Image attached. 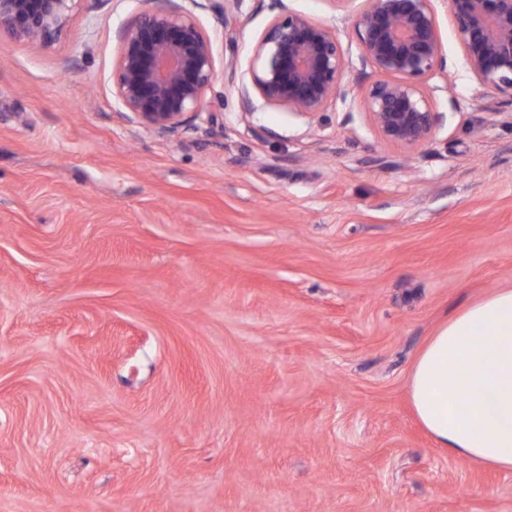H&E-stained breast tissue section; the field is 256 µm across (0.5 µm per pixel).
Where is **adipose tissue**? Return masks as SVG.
Masks as SVG:
<instances>
[{
    "label": "adipose tissue",
    "mask_w": 512,
    "mask_h": 512,
    "mask_svg": "<svg viewBox=\"0 0 512 512\" xmlns=\"http://www.w3.org/2000/svg\"><path fill=\"white\" fill-rule=\"evenodd\" d=\"M415 415L448 455L512 471V289L451 316L409 376Z\"/></svg>",
    "instance_id": "adipose-tissue-1"
}]
</instances>
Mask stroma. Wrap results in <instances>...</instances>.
Returning a JSON list of instances; mask_svg holds the SVG:
<instances>
[{
    "mask_svg": "<svg viewBox=\"0 0 512 512\" xmlns=\"http://www.w3.org/2000/svg\"><path fill=\"white\" fill-rule=\"evenodd\" d=\"M330 26L346 100L313 117L216 75L221 125L160 136L112 94L144 0H78L0 42V512H512V472L436 448L407 396L455 311L512 288V96L433 0L446 119L407 152L360 110L365 0ZM270 0L197 17L246 70Z\"/></svg>",
    "mask_w": 512,
    "mask_h": 512,
    "instance_id": "35a3bbf8",
    "label": "stroma"
}]
</instances>
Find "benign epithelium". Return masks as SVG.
<instances>
[{
  "label": "benign epithelium",
  "instance_id": "7a95c632",
  "mask_svg": "<svg viewBox=\"0 0 512 512\" xmlns=\"http://www.w3.org/2000/svg\"><path fill=\"white\" fill-rule=\"evenodd\" d=\"M74 0H0V36L35 44L55 41ZM151 0L116 31L119 55L113 94L126 120L157 134L196 130L213 89L216 49L194 9L204 0ZM466 64L484 87L512 94V0H449ZM276 11L259 36L241 90L266 104L314 116L338 98L344 56L327 25L271 0ZM360 60L361 107L387 143L414 150L431 139L444 113L436 111L423 81L444 63L432 0H367L355 23Z\"/></svg>",
  "mask_w": 512,
  "mask_h": 512
}]
</instances>
